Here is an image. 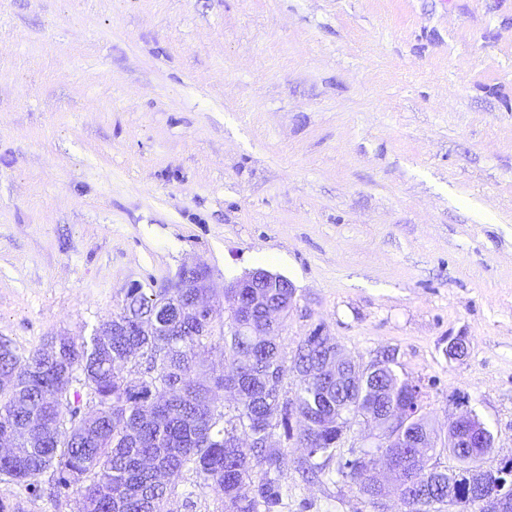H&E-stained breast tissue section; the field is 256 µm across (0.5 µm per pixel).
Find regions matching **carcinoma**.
Wrapping results in <instances>:
<instances>
[{"label":"carcinoma","mask_w":512,"mask_h":512,"mask_svg":"<svg viewBox=\"0 0 512 512\" xmlns=\"http://www.w3.org/2000/svg\"><path fill=\"white\" fill-rule=\"evenodd\" d=\"M180 279L150 294L128 289L112 312L120 330L107 344L72 338L53 359L41 347L27 356L9 342L0 347V377L14 380L0 389V433L12 438L0 451V476L34 494L46 475L55 497L74 498L77 512H168L190 472L222 496L224 512H274L285 461L274 438L305 449L297 471L307 479L336 458L345 428L420 407L419 385L395 372L391 351L344 386L315 376L288 390V373L313 370L336 351L314 331L286 360L281 333L295 297L283 277L224 289V320L200 309L214 289L197 287L198 272ZM216 345L224 365L198 372V350ZM73 367L83 373L79 387L65 375ZM422 438L438 442L419 413L401 442L354 452L338 461L337 474L372 504L383 507L395 494L400 512H442L450 487L458 512H485L466 482L470 449H448L457 466L425 484L433 449L415 447ZM378 453L389 457L385 476L374 466Z\"/></svg>","instance_id":"carcinoma-1"}]
</instances>
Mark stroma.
I'll list each match as a JSON object with an SVG mask.
<instances>
[{"instance_id": "35a3bbf8", "label": "stroma", "mask_w": 512, "mask_h": 512, "mask_svg": "<svg viewBox=\"0 0 512 512\" xmlns=\"http://www.w3.org/2000/svg\"><path fill=\"white\" fill-rule=\"evenodd\" d=\"M189 267L288 279L286 349L396 351L440 436L472 411L483 469L512 457V0H0V337L90 335ZM284 452L276 512H374ZM169 508L224 512L189 473Z\"/></svg>"}]
</instances>
